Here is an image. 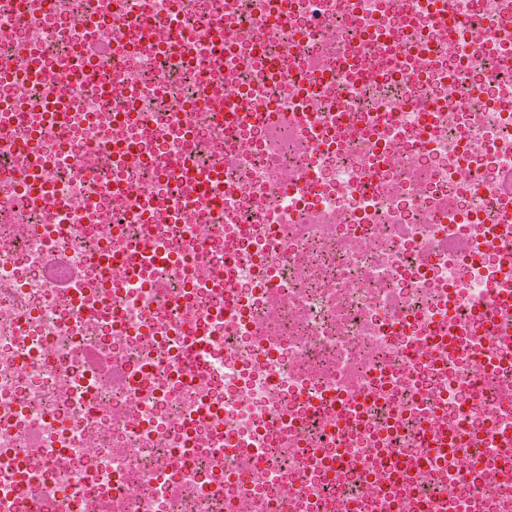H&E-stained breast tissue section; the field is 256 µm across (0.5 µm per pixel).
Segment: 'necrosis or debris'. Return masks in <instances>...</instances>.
<instances>
[{
	"mask_svg": "<svg viewBox=\"0 0 512 512\" xmlns=\"http://www.w3.org/2000/svg\"><path fill=\"white\" fill-rule=\"evenodd\" d=\"M46 2L0 9V63L19 45L45 57L35 80H0V512H426L445 491L458 512H512V482H492L512 445V308L497 278L512 240L495 235L512 0H336L330 13L295 0L284 30L238 0L292 84L265 95L272 119L230 132L212 98L258 87L260 64L225 44L224 0H149L118 18L98 0ZM439 14L464 29L448 36ZM87 40L124 50L122 75L108 59L61 69ZM429 41L440 50L413 77L391 73V54ZM210 54L225 78H206ZM307 83L320 90L307 123L326 136L301 152ZM48 101L66 126L42 117ZM125 144L130 163L99 166ZM25 148L48 159L38 209L23 203ZM184 157L234 193L186 196L170 174ZM297 169L310 179L294 197ZM121 181L140 202L113 195ZM156 197L190 222L161 221ZM448 214L470 228L466 253L442 244ZM136 246L171 254L165 292L133 269ZM56 253L81 270L78 292L49 276ZM453 320L464 329L442 335ZM438 428L451 449L475 445L465 473L428 452ZM397 452L407 473H382Z\"/></svg>",
	"mask_w": 512,
	"mask_h": 512,
	"instance_id": "obj_1",
	"label": "necrosis or debris"
}]
</instances>
